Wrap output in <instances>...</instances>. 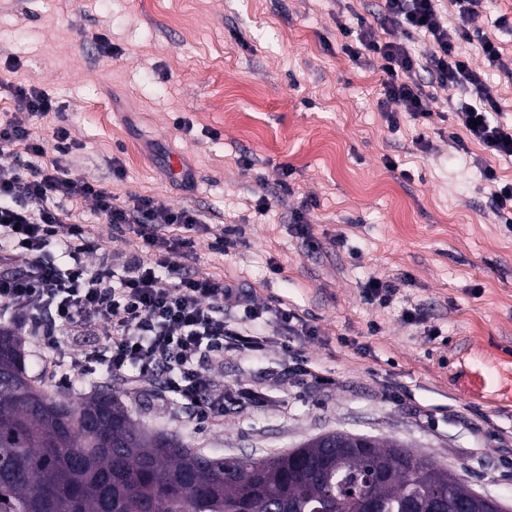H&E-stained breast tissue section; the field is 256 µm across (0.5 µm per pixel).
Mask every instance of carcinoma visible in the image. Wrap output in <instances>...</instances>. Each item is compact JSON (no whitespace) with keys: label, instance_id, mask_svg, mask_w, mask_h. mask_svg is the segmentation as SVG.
Returning a JSON list of instances; mask_svg holds the SVG:
<instances>
[{"label":"carcinoma","instance_id":"carcinoma-1","mask_svg":"<svg viewBox=\"0 0 512 512\" xmlns=\"http://www.w3.org/2000/svg\"><path fill=\"white\" fill-rule=\"evenodd\" d=\"M22 336L0 327V512H457L470 486L394 440L343 448L325 434L259 459L214 457L136 426L109 384L52 392Z\"/></svg>","mask_w":512,"mask_h":512}]
</instances>
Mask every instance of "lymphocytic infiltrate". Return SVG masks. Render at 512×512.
<instances>
[{
	"label": "lymphocytic infiltrate",
	"mask_w": 512,
	"mask_h": 512,
	"mask_svg": "<svg viewBox=\"0 0 512 512\" xmlns=\"http://www.w3.org/2000/svg\"><path fill=\"white\" fill-rule=\"evenodd\" d=\"M439 0H384L376 23L341 26L351 60H381L380 106L390 127L402 115L429 119L426 93L417 80L429 72L442 88L463 96L455 114L470 138L488 155L480 164L486 181L497 179V159H512V124L503 123L498 101L481 69L462 53L475 43L488 63L500 59L498 46L475 36L470 25L478 0H453L456 25H449ZM387 31L379 39L377 30ZM427 36L428 52H416V36ZM397 103L401 112L389 111ZM23 145L24 157L12 148ZM74 147L66 129L53 145L33 138L24 122L0 123V324L55 344L57 334L97 341L70 355V376L99 373L129 383L162 381V390L194 417L224 422V406L268 404L250 388L224 389L213 375L225 355L258 354L277 345L287 348L297 336L316 329L290 308H278V333L260 329L266 307L238 285L187 266L194 232L202 220L191 207L172 208L136 195L115 203L99 183L73 174L66 162ZM92 200L100 220L114 230L133 233L136 243L120 261L89 224H75L64 202Z\"/></svg>",
	"instance_id": "1"
}]
</instances>
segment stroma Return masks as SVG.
<instances>
[{"mask_svg":"<svg viewBox=\"0 0 512 512\" xmlns=\"http://www.w3.org/2000/svg\"><path fill=\"white\" fill-rule=\"evenodd\" d=\"M382 5L0 0V119L22 118L5 83L47 91L59 111L27 125L47 143L69 131L76 175L120 202L139 194L198 209L211 229L195 237L194 268L251 289L258 303L293 308L316 329L292 347L318 362L319 383L290 379L278 347L225 356L218 381L271 402L228 407L220 426L192 418L159 386L113 378L139 426L239 459L336 431L393 439L512 507V231L482 179L484 149L452 141L466 134L448 108L457 91L429 88L430 121L391 130L378 105L379 61L358 65L343 52L338 22L373 21ZM503 15L512 18V0H479L472 23L498 44L497 65L474 45L460 48L510 122ZM262 197L268 209H258ZM299 210L316 252L291 230ZM228 226L239 243L222 254L212 243ZM372 278L399 283L389 307L365 303ZM411 305L423 323L401 321ZM433 326L439 336H428Z\"/></svg>","mask_w":512,"mask_h":512,"instance_id":"35a3bbf8","label":"stroma"}]
</instances>
